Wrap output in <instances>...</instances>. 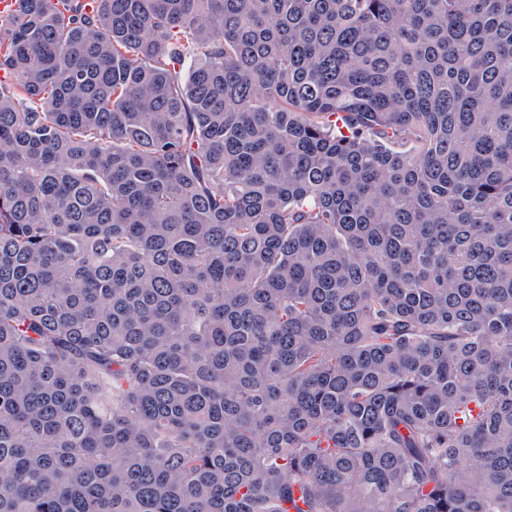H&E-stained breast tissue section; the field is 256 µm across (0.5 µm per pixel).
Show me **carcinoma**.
I'll return each mask as SVG.
<instances>
[{"label": "carcinoma", "mask_w": 512, "mask_h": 512, "mask_svg": "<svg viewBox=\"0 0 512 512\" xmlns=\"http://www.w3.org/2000/svg\"><path fill=\"white\" fill-rule=\"evenodd\" d=\"M0 17V512H512V0Z\"/></svg>", "instance_id": "obj_1"}]
</instances>
